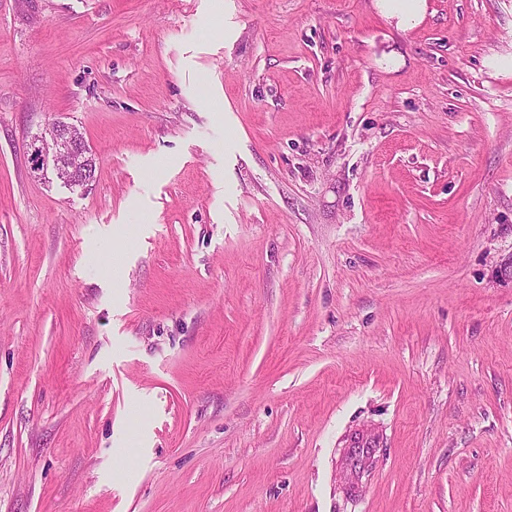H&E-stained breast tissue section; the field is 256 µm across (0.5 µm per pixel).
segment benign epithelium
<instances>
[{
    "label": "benign epithelium",
    "mask_w": 512,
    "mask_h": 512,
    "mask_svg": "<svg viewBox=\"0 0 512 512\" xmlns=\"http://www.w3.org/2000/svg\"><path fill=\"white\" fill-rule=\"evenodd\" d=\"M27 148L34 173L45 175L51 172L65 181L77 176V172L65 167L64 161L86 152L87 144L71 130L53 124L44 134L31 140Z\"/></svg>",
    "instance_id": "obj_1"
}]
</instances>
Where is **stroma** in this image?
<instances>
[{"label":"stroma","instance_id":"35a3bbf8","mask_svg":"<svg viewBox=\"0 0 512 512\" xmlns=\"http://www.w3.org/2000/svg\"><path fill=\"white\" fill-rule=\"evenodd\" d=\"M511 262L512 0H0V512H512ZM379 6L386 16L396 17L403 25L414 24L423 11L424 0H380ZM28 153L33 172L46 175L50 170L60 181L78 177L76 170L65 167L64 161L87 151L85 140L61 126L52 124L44 134L32 139L28 145Z\"/></svg>","mask_w":512,"mask_h":512}]
</instances>
